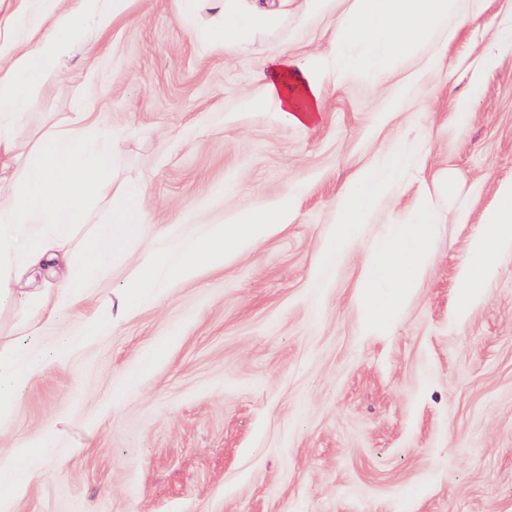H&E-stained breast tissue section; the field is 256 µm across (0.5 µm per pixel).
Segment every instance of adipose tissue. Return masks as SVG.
Listing matches in <instances>:
<instances>
[{"label": "adipose tissue", "mask_w": 512, "mask_h": 512, "mask_svg": "<svg viewBox=\"0 0 512 512\" xmlns=\"http://www.w3.org/2000/svg\"><path fill=\"white\" fill-rule=\"evenodd\" d=\"M305 12H335L331 35L335 54L320 60L280 50L270 55L259 73L262 93L246 99V108L273 107L282 123L314 122L323 112V90L328 81L349 86L366 77L372 86H387L391 111H403L408 87L393 82V68L424 47L444 54L459 33L486 7L485 0H304ZM177 16L193 26L201 6L220 18L211 32L212 44L234 51L247 48L249 34L266 22L264 0H177ZM128 0H27L10 15L0 37V157L14 150V126L34 93L55 76L72 40L90 29L105 30L127 10ZM512 56V21L499 25L481 70L471 79L469 95L455 104L451 120L465 128L473 104L485 91L483 74ZM112 140L92 138L87 119L64 120L45 135L37 153L15 170L10 191L0 198V308L21 313L37 311L45 324L57 322L78 303L85 288L106 265L123 240L139 236L141 193L127 187L114 190L109 167ZM415 149L385 153L348 182L336 205L335 221L326 235L322 267L336 268L363 239L382 203L392 196L405 173L419 166ZM299 189L261 210L241 215L233 224L207 225L204 235L186 234L168 245L149 250L137 277L126 286L116 306L124 317L141 303L156 298L164 281L192 278L205 264L219 266L233 252L251 249L279 224L295 215ZM457 201L459 215L468 218L470 203L461 197L456 174H448L424 198L414 219L386 225L365 251L361 268L359 307L366 328L391 327L403 303L420 284L435 252L433 226L440 221L434 196ZM108 201L112 220L104 225L88 251L74 256L69 231L91 201ZM512 250V183L501 187L494 204L482 214L460 263L457 276V319H466L482 304L497 276L499 258ZM67 264L55 300L19 288L20 276ZM44 357L27 346L0 354V426L16 408L25 383L37 375ZM50 446L41 436L0 448V512H15L26 483L40 475V463Z\"/></svg>", "instance_id": "ef3b65f1"}]
</instances>
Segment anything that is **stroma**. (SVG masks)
Instances as JSON below:
<instances>
[{
  "label": "stroma",
  "instance_id": "35a3bbf8",
  "mask_svg": "<svg viewBox=\"0 0 512 512\" xmlns=\"http://www.w3.org/2000/svg\"><path fill=\"white\" fill-rule=\"evenodd\" d=\"M512 0H488L445 56L400 61L405 111L358 79L328 85L315 123L286 125L258 95L264 50L328 54L335 15L302 21L295 0L251 32L252 49L207 43L213 14L183 28L175 0H133L76 44L16 126L12 167L85 102L92 133L113 138L114 187L139 183L140 237L37 344L116 300L160 230L231 224L305 187L296 214L253 251L166 283L112 333L47 361L23 388L0 447L50 435L40 476L15 512H512V253L486 301L454 315L472 227L439 199L438 248L390 329L365 332L356 303L362 250L313 298L343 187L376 152L410 143L423 157L377 215L406 213L416 192L458 171L489 206L512 180V59L490 73L465 131L449 122L471 69ZM453 72L450 82L436 69ZM166 352L137 375L158 344Z\"/></svg>",
  "mask_w": 512,
  "mask_h": 512
}]
</instances>
